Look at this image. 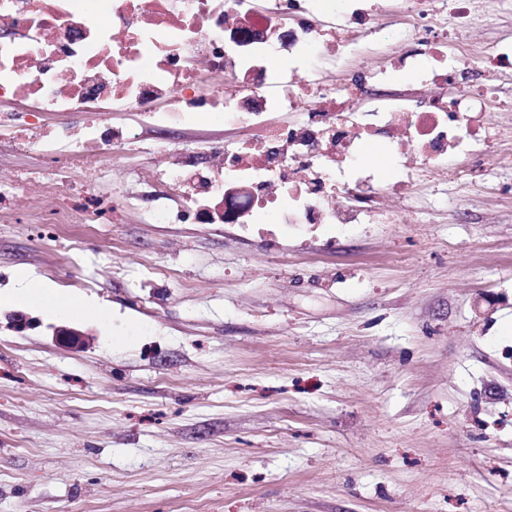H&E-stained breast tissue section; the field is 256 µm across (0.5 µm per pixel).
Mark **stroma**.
<instances>
[{
  "instance_id": "35a3bbf8",
  "label": "stroma",
  "mask_w": 512,
  "mask_h": 512,
  "mask_svg": "<svg viewBox=\"0 0 512 512\" xmlns=\"http://www.w3.org/2000/svg\"><path fill=\"white\" fill-rule=\"evenodd\" d=\"M462 42L512 39L479 0ZM482 177L425 174L397 224H150L166 136L104 159L115 224L0 220V512H512V70ZM28 269L55 303L25 296ZM104 308L76 317L65 304ZM21 312L35 328L15 330ZM85 334L61 347L54 327Z\"/></svg>"
}]
</instances>
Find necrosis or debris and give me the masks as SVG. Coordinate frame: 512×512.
<instances>
[{
    "mask_svg": "<svg viewBox=\"0 0 512 512\" xmlns=\"http://www.w3.org/2000/svg\"><path fill=\"white\" fill-rule=\"evenodd\" d=\"M403 13L391 29L374 0H0V132L23 148L30 116L60 119L44 166L24 176L54 196L38 223H111L115 203L96 178L76 186L68 173L129 159L135 136L112 125L117 111L160 131L209 114L247 133L232 149L213 144L203 169L174 162L176 147L161 142L169 163L155 177L167 203L149 212L153 224L202 217L245 233L262 212L286 229L396 224L416 179L453 169L452 157H467L458 175L476 179L496 136L488 98L512 69V42L487 51L449 35V26L473 27L476 0H403ZM235 29L259 37L241 44ZM385 39L399 51L366 75L331 83L308 63L315 52L331 60ZM275 57L287 67L272 66ZM410 73L427 97L376 95ZM369 139L406 157L394 177L363 166Z\"/></svg>",
    "mask_w": 512,
    "mask_h": 512,
    "instance_id": "4bbe7bcc",
    "label": "necrosis or debris"
}]
</instances>
